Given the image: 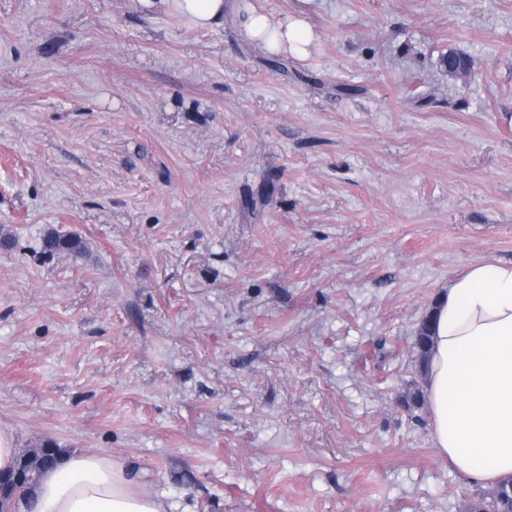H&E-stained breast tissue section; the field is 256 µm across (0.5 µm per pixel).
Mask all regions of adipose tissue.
Listing matches in <instances>:
<instances>
[{
	"label": "adipose tissue",
	"instance_id": "1",
	"mask_svg": "<svg viewBox=\"0 0 512 512\" xmlns=\"http://www.w3.org/2000/svg\"><path fill=\"white\" fill-rule=\"evenodd\" d=\"M173 6L196 26L224 16V0H139ZM245 35L275 53H307L314 32L296 15L279 19L254 8L240 14ZM434 344L426 398L432 444L440 459L476 485L512 478V264L483 261L442 290L433 310ZM20 512H168L138 489L112 458L77 451L44 472Z\"/></svg>",
	"mask_w": 512,
	"mask_h": 512
}]
</instances>
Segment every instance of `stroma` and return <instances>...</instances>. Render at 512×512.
<instances>
[{
	"instance_id": "1",
	"label": "stroma",
	"mask_w": 512,
	"mask_h": 512,
	"mask_svg": "<svg viewBox=\"0 0 512 512\" xmlns=\"http://www.w3.org/2000/svg\"><path fill=\"white\" fill-rule=\"evenodd\" d=\"M248 2L308 56L0 0V429L169 512H470L405 397L441 288L512 262V0ZM42 247L45 252H55L58 250H68L75 254L82 252L81 241L74 237H65L56 232H48L42 238Z\"/></svg>"
}]
</instances>
